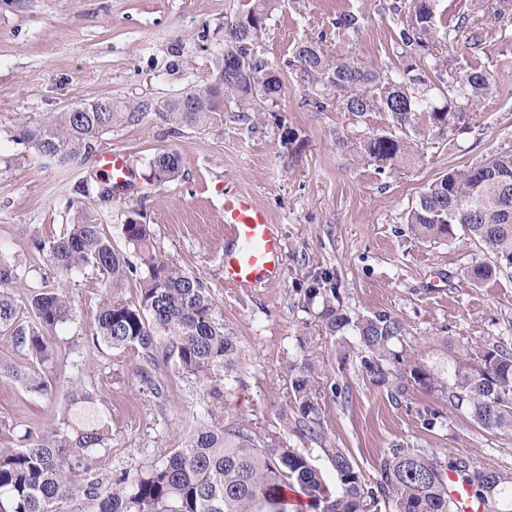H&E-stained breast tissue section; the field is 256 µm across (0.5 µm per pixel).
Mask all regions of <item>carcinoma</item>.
I'll return each mask as SVG.
<instances>
[{
  "instance_id": "carcinoma-1",
  "label": "carcinoma",
  "mask_w": 512,
  "mask_h": 512,
  "mask_svg": "<svg viewBox=\"0 0 512 512\" xmlns=\"http://www.w3.org/2000/svg\"><path fill=\"white\" fill-rule=\"evenodd\" d=\"M274 8L275 0H254L247 10L224 21V46L212 57L214 80L190 92L200 107L182 112L177 97L167 106L165 117L174 129L223 121L226 101L241 107L257 97H276L280 80L255 50ZM434 10V0H411L410 21L399 31V40L405 48L431 40L437 63L447 41L435 29ZM295 61L315 82L335 91L337 102L357 118L387 112L401 131L423 119L439 135L465 121L466 113L452 111L454 101H446L447 90L427 88L424 78L408 71L392 75L352 58H335L312 41L297 46ZM451 88L470 103L490 89V78L481 70H462ZM93 105L91 112H50L36 125L23 126L20 139L38 158L71 167L121 117L110 97ZM353 150L364 160L393 168L414 155L411 143L389 132L356 142ZM181 166L177 152H161L150 162L152 178L174 180ZM79 191L88 199L110 198L113 193L112 185L100 180L82 183ZM508 197L512 198V151L452 170L424 186L408 212L407 224L426 241L442 240L452 234V225H461L493 255L492 261L476 262L467 270L470 279L479 283L512 268V208L504 209ZM122 232L143 270L129 255L114 249L103 224L86 207L79 208L73 224L60 236L47 241L33 236V247L52 267L58 284L30 294L31 317L24 322L11 288L25 279L26 272L0 250V337L40 366L52 361L53 333L73 318L74 299L67 282L72 274L90 267L104 281L92 341L98 347L140 349L141 376L151 391L159 393L148 369L156 365L161 344L165 361H173L185 374L209 378L222 372L230 377L238 355L236 337L207 288L176 263L150 251L149 225L130 219ZM132 281L139 296L130 304L117 292ZM322 317L329 331L359 336L368 353L365 366L377 382L389 385L393 395L402 396L416 384L466 410L487 431H512V350L505 345L472 347L443 341L451 364L450 378L444 379L407 349L398 348L403 327L391 313L351 317L325 304ZM314 372L315 360L307 358L291 369L290 383L297 411L295 431L320 438ZM0 378L36 391L48 390L35 369L22 370L2 359ZM59 398L64 402L62 431L49 435L27 431L19 437L20 448L0 454V512H57L61 500L75 496L94 502V512H287L286 494L296 486L308 498L312 512H374L382 500L392 503L395 512H455L443 479L447 471L457 474L485 505L496 499L506 502L512 495V472L481 466L468 456H450L443 462L403 448L392 449L384 459L374 488L362 481L345 449H325L336 474L332 490L309 458L286 440L261 442L240 423L211 419L196 421L181 447L172 449L163 464L109 485L88 462V453L104 447L110 436L109 424L97 408V394L64 390ZM77 470L82 472L78 483L71 477Z\"/></svg>"
}]
</instances>
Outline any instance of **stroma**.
Instances as JSON below:
<instances>
[{"label":"stroma","mask_w":512,"mask_h":512,"mask_svg":"<svg viewBox=\"0 0 512 512\" xmlns=\"http://www.w3.org/2000/svg\"><path fill=\"white\" fill-rule=\"evenodd\" d=\"M410 0H280L260 32L256 50L281 80L276 101L247 112L225 106L224 119L172 132L167 103L210 83L224 20L249 0H0V248L26 268L15 288L19 310L53 271L31 246L72 223L83 197L80 182L96 175V157L58 169L19 141L23 125L49 112L109 97L118 106L147 103L132 121L114 124L98 149L125 151L136 187L94 204L118 250L122 226L133 218L151 228L155 253L200 278L238 341L232 379L203 381L160 363L164 388L154 397L137 374L136 348H97L91 341L103 293L96 271L73 274L74 319L58 329L60 354L44 376L52 389L36 392L0 379V451L18 448L25 430L60 427L58 391L96 390L111 429L108 445L92 451L107 482L154 468L178 447L193 413L242 421L259 438L279 436L304 453L328 485L336 476L325 442L346 449L368 485L380 478L391 449L440 459L467 455L512 472V433L488 432L446 398L413 387L392 397L364 367L357 336L333 333L311 288L333 289L346 313L386 311L403 328L406 349L430 370L446 373L441 339L512 347V273L477 284L466 267L489 260L463 229L453 237L418 239L406 224L423 187L453 168H466L512 150V15L495 16V0H435L437 31L447 33L443 66L429 78L479 68L491 89L467 109L464 125L438 135L407 130L418 144L412 164L393 170L354 160L343 141L393 131L386 112L355 118L332 91L294 61L297 46L319 42L329 55L351 56L392 73L421 65L424 49L398 46ZM363 14L359 30L338 27L340 14ZM475 21L482 39L467 44L461 20ZM164 150L182 157L178 179L150 180V159ZM245 193L270 215L285 242L283 274L255 290L224 284L225 191ZM318 360L312 382L325 440L293 432L289 368L307 355ZM435 426H426V418Z\"/></svg>","instance_id":"35a3bbf8"}]
</instances>
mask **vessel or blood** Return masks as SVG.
Segmentation results:
<instances>
[{
  "instance_id": "b4317fda",
  "label": "vessel or blood",
  "mask_w": 512,
  "mask_h": 512,
  "mask_svg": "<svg viewBox=\"0 0 512 512\" xmlns=\"http://www.w3.org/2000/svg\"><path fill=\"white\" fill-rule=\"evenodd\" d=\"M99 168L118 191L129 189L134 174L126 154L102 151ZM224 282L236 288H257L277 282L282 274L283 241L269 214L249 196L224 195Z\"/></svg>"
}]
</instances>
